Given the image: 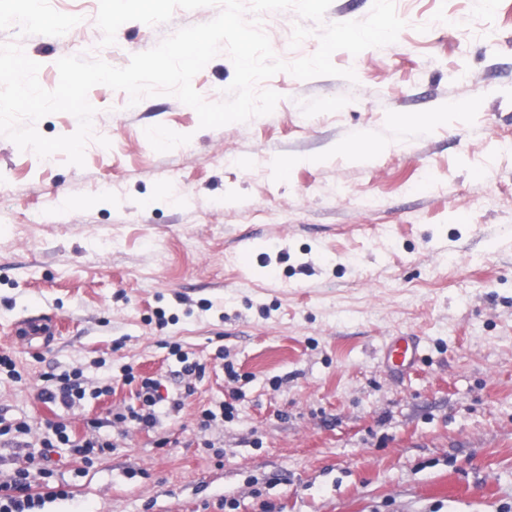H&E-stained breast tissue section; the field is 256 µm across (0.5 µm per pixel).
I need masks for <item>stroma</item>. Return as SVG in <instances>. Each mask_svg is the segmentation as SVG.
I'll use <instances>...</instances> for the list:
<instances>
[{
	"instance_id": "35a3bbf8",
	"label": "stroma",
	"mask_w": 512,
	"mask_h": 512,
	"mask_svg": "<svg viewBox=\"0 0 512 512\" xmlns=\"http://www.w3.org/2000/svg\"><path fill=\"white\" fill-rule=\"evenodd\" d=\"M20 5L0 0V44L19 42L48 90L60 58L123 67L220 11L130 21L106 46L99 0H40L24 22ZM396 12L388 52L333 53L356 82L277 73L274 111L244 123L203 129L172 95L133 105L99 84L84 167L0 136V353L22 375L0 379V416L32 426L26 447L0 444V483L44 432L46 376L81 371V436L130 399L123 366L172 399L168 343L206 364L155 431L104 423L115 447L89 463L54 449L69 495L37 512H512V0ZM261 27L287 62L319 46L292 9ZM233 78L222 52L192 85L220 102ZM423 118L425 137L350 149ZM28 318L53 337L17 335ZM398 334L419 346L404 376L384 363ZM227 400L233 419L200 429Z\"/></svg>"
}]
</instances>
